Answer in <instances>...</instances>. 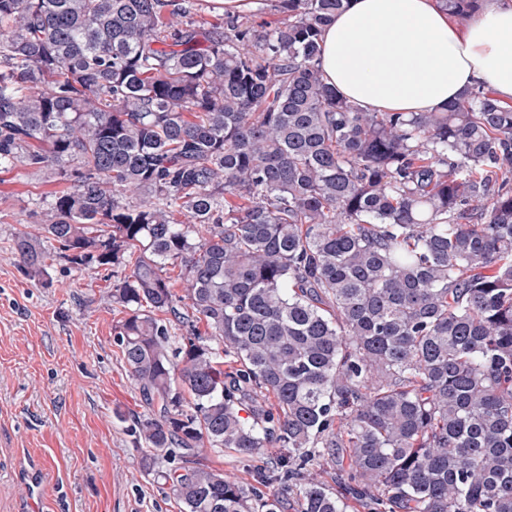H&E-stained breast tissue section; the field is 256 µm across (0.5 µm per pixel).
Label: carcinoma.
<instances>
[{"label":"carcinoma","instance_id":"obj_1","mask_svg":"<svg viewBox=\"0 0 512 512\" xmlns=\"http://www.w3.org/2000/svg\"><path fill=\"white\" fill-rule=\"evenodd\" d=\"M348 2L219 30L174 0H0V171L67 183L13 249L35 277L129 269L142 467L181 512H280L196 460L274 444L296 512H512V107L361 111L320 68Z\"/></svg>","mask_w":512,"mask_h":512}]
</instances>
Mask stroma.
<instances>
[{
  "label": "stroma",
  "mask_w": 512,
  "mask_h": 512,
  "mask_svg": "<svg viewBox=\"0 0 512 512\" xmlns=\"http://www.w3.org/2000/svg\"><path fill=\"white\" fill-rule=\"evenodd\" d=\"M63 187L31 169L0 173V512H179L169 484L141 467L146 412L114 340L117 277L52 261L35 279L12 248L40 234ZM282 453L200 460L251 485Z\"/></svg>",
  "instance_id": "35a3bbf8"
}]
</instances>
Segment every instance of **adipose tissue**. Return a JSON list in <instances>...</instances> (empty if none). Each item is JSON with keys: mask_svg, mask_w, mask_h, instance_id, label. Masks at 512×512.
Instances as JSON below:
<instances>
[{"mask_svg": "<svg viewBox=\"0 0 512 512\" xmlns=\"http://www.w3.org/2000/svg\"><path fill=\"white\" fill-rule=\"evenodd\" d=\"M321 68L367 112L442 111L475 87L512 105V0L464 24L437 0H349L322 35Z\"/></svg>", "mask_w": 512, "mask_h": 512, "instance_id": "obj_1", "label": "adipose tissue"}]
</instances>
